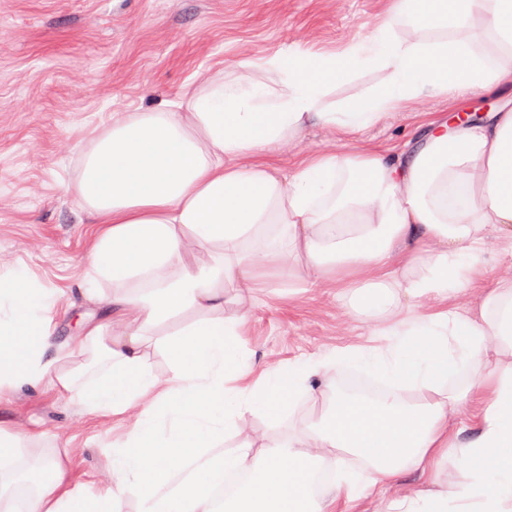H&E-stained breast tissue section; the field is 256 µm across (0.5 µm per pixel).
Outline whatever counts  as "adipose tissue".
<instances>
[{
  "label": "adipose tissue",
  "instance_id": "1",
  "mask_svg": "<svg viewBox=\"0 0 512 512\" xmlns=\"http://www.w3.org/2000/svg\"><path fill=\"white\" fill-rule=\"evenodd\" d=\"M405 22L422 38L399 37ZM238 66L235 81L212 71L162 109L113 113L83 157L78 203L104 226L85 294L118 306L121 334L89 325L85 360H46L53 294L22 273L0 277V392L43 383L91 413L140 404L145 415L113 445L114 488L94 498L66 490L60 452L20 468L21 433L0 429V512H122L128 496L136 512H351L403 473L448 465L461 481L383 512H512V277L467 309L404 314L469 288L489 237L512 241V110L430 125L393 152L319 151L290 174L269 161L314 126L358 133L424 95L512 87V0H394L377 33L341 53ZM362 67L377 71L376 90L323 109L327 89ZM269 269L288 288L340 284L383 316L381 343L236 387L252 364L224 306L251 305ZM184 312L192 322L160 341L171 373L159 378L145 343ZM349 366L389 392H342L326 374ZM301 403L291 436L259 440L243 426ZM227 436L238 440L228 453ZM330 457L336 481L315 489Z\"/></svg>",
  "mask_w": 512,
  "mask_h": 512
}]
</instances>
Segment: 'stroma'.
I'll return each instance as SVG.
<instances>
[{
    "label": "stroma",
    "instance_id": "obj_1",
    "mask_svg": "<svg viewBox=\"0 0 512 512\" xmlns=\"http://www.w3.org/2000/svg\"><path fill=\"white\" fill-rule=\"evenodd\" d=\"M392 0H0V274L20 271L55 293L48 356L85 348L87 324L104 305L83 293L84 258L98 225L76 204L77 176L92 131L116 112H147L215 67L295 49L341 51L371 37ZM474 96L425 97L378 126L341 137L312 128L273 156L282 170L324 149L390 148L437 116L487 114ZM512 275V245L490 239L471 288ZM335 284L294 292L266 288L245 314L243 351L255 369L285 365L371 339L374 322L354 312ZM142 418L140 406L104 416L67 394L25 385L0 397V428L36 435L29 451H66L70 488L98 496L113 486L112 443Z\"/></svg>",
    "mask_w": 512,
    "mask_h": 512
}]
</instances>
